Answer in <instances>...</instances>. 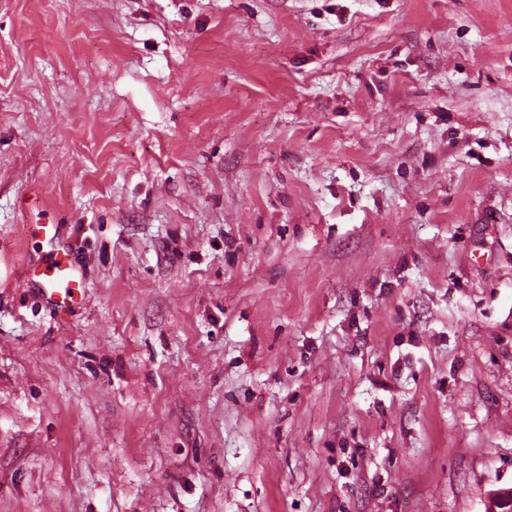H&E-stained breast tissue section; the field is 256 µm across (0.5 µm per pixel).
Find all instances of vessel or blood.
Here are the masks:
<instances>
[{
    "label": "vessel or blood",
    "instance_id": "vessel-or-blood-1",
    "mask_svg": "<svg viewBox=\"0 0 512 512\" xmlns=\"http://www.w3.org/2000/svg\"><path fill=\"white\" fill-rule=\"evenodd\" d=\"M28 235L37 243L47 244L48 249L38 260L23 265V280L56 310H73L83 299L86 275L72 246L64 243L60 225L32 224Z\"/></svg>",
    "mask_w": 512,
    "mask_h": 512
}]
</instances>
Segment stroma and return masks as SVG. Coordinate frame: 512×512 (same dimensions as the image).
<instances>
[{
  "mask_svg": "<svg viewBox=\"0 0 512 512\" xmlns=\"http://www.w3.org/2000/svg\"><path fill=\"white\" fill-rule=\"evenodd\" d=\"M510 487L512 0H0V512ZM28 236L50 250L42 252L37 261L22 266L23 280L56 310L69 312L83 299L86 275L78 263L73 247L64 243L59 224H30Z\"/></svg>",
  "mask_w": 512,
  "mask_h": 512,
  "instance_id": "35a3bbf8",
  "label": "stroma"
}]
</instances>
